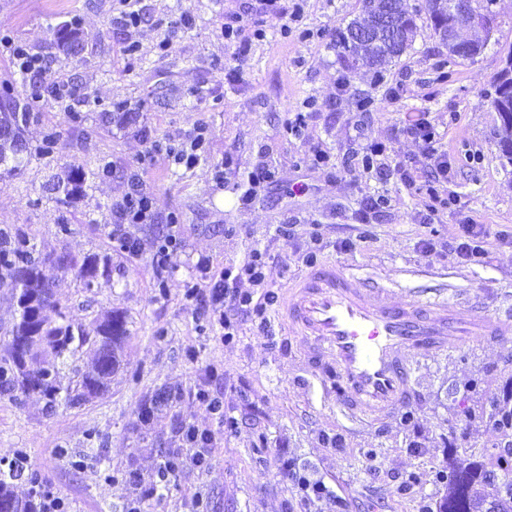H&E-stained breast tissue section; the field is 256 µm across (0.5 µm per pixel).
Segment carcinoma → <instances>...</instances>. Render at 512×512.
<instances>
[{
	"label": "carcinoma",
	"instance_id": "carcinoma-1",
	"mask_svg": "<svg viewBox=\"0 0 512 512\" xmlns=\"http://www.w3.org/2000/svg\"><path fill=\"white\" fill-rule=\"evenodd\" d=\"M451 0H428L429 29L433 35L448 27ZM422 19L407 0H360L359 14L345 27L336 30L334 46L339 55L353 66L367 68L377 78L390 61L400 58L413 45ZM370 29L365 38L351 36L353 27ZM81 40L78 20L73 19L57 30L58 46L69 56L73 44ZM484 41L459 38L448 48V62L467 60L482 52ZM42 94L31 95L20 105L4 92L0 97V169L15 174L29 163L25 132L40 120L39 101ZM500 126L498 142L501 153L512 163V96L493 100ZM72 271L85 288L90 289L101 277L112 273V254L92 255L78 262L69 259L51 267L36 256L35 244L21 227H0V288L10 291L17 306V317L4 332L0 349V391L36 392L49 402L63 400L75 406L104 393L121 365L123 345L128 337L126 316L108 312L88 329L73 334L71 325L57 322L64 318L51 291L52 271ZM86 349L92 364L75 386L64 387L59 370L52 366L33 367L41 355L65 359ZM465 418L477 414L488 428L497 433L490 449L479 455L460 454L471 447L463 429L448 440V493L437 512H512V383L500 392L485 394L478 410L463 409ZM23 457H17L15 468L0 475V512H38L43 482L36 472L24 474ZM26 477L27 494L16 493L11 480Z\"/></svg>",
	"mask_w": 512,
	"mask_h": 512
}]
</instances>
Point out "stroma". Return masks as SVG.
Here are the masks:
<instances>
[{
    "instance_id": "35a3bbf8",
    "label": "stroma",
    "mask_w": 512,
    "mask_h": 512,
    "mask_svg": "<svg viewBox=\"0 0 512 512\" xmlns=\"http://www.w3.org/2000/svg\"><path fill=\"white\" fill-rule=\"evenodd\" d=\"M151 24L133 31L112 25L119 0H0V37L9 36L68 79L67 105L47 98L42 119L28 130L30 146L47 129L60 140L53 154L32 157L18 176L0 173V226H19L42 255L83 260L111 253L112 274L84 288L73 272L58 273L54 295L68 319L90 323L107 311L124 312L130 335L108 391L82 405L51 406L48 399L0 394V460L24 451L30 468L61 497L68 512H125L131 495L123 471L150 477L177 446L180 422L207 431L219 455L202 472L185 465L168 497L147 512H180L183 500L203 493L209 512H423L447 490L451 428H467L472 444L496 433L465 420L458 402L465 386L495 393L512 374V335L472 342L421 360L413 395L397 415L359 426L324 405L304 343L280 329L244 324L232 342L200 318L184 298L199 274V257L241 262L252 246L270 254L267 282L287 288L316 252L318 261L359 269L397 282L396 300L411 291L479 294L489 309L512 303V164L497 146L494 79L512 49V0H498L493 32L483 52L458 61L451 79L435 67L448 49L429 29L390 63L382 79L351 67L332 39L359 12V0H277L264 16L265 35L245 59L224 39V18L243 14L249 0H147ZM187 13V29L172 32L155 19ZM79 17L83 50L63 54L56 31ZM139 50L127 55L130 41ZM166 51H159L160 41ZM125 105L134 118L104 127L99 113ZM82 122L69 119V112ZM308 119L287 131L296 113ZM430 124L438 150L448 154L443 188L461 212L431 215L422 184L427 160L407 128ZM206 128L199 162L186 167L150 155L155 140H178ZM385 145L387 178L360 162L367 142ZM331 156L317 163L313 151ZM111 176L87 181L79 200L59 205L52 179H68L99 161ZM269 164L264 192L245 204L239 196L249 173ZM152 194L153 223L131 226L138 255L110 251L112 204L133 185ZM385 196L383 208L372 199ZM490 225L494 235L482 263H457L447 252L424 255L421 242H455L465 217ZM183 245L170 268L156 276L152 246L169 223ZM292 223L294 233L277 236ZM351 248H344V241ZM215 366L211 380L235 426L224 430L193 396V377ZM152 408L153 420L139 414ZM68 448L86 455L74 467ZM291 460L326 494L300 500L288 481L273 478L279 459Z\"/></svg>"
}]
</instances>
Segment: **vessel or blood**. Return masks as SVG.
<instances>
[{
    "instance_id": "vessel-or-blood-1",
    "label": "vessel or blood",
    "mask_w": 512,
    "mask_h": 512,
    "mask_svg": "<svg viewBox=\"0 0 512 512\" xmlns=\"http://www.w3.org/2000/svg\"><path fill=\"white\" fill-rule=\"evenodd\" d=\"M393 295L391 282L326 262L292 282L275 311L306 341L324 403L353 423L401 412L412 390L413 357L512 334L511 307L490 313L457 293L401 302Z\"/></svg>"
}]
</instances>
